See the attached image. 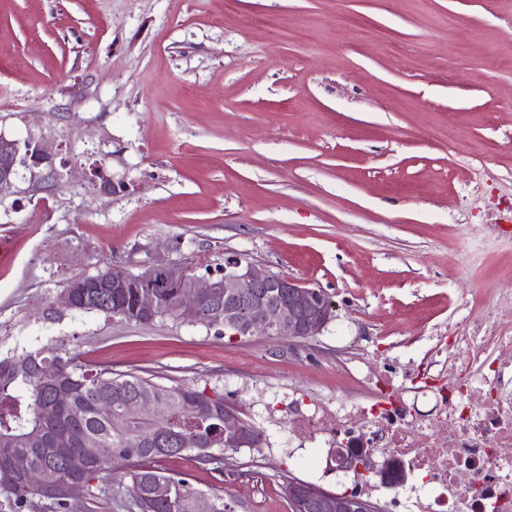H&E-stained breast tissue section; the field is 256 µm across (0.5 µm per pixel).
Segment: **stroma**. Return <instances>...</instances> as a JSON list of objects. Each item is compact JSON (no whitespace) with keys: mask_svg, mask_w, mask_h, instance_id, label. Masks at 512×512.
<instances>
[{"mask_svg":"<svg viewBox=\"0 0 512 512\" xmlns=\"http://www.w3.org/2000/svg\"><path fill=\"white\" fill-rule=\"evenodd\" d=\"M31 133L72 181L0 206V354L62 340L223 395L262 446L160 467L234 512L336 489L324 455L285 457L289 395L365 397L360 365L421 359L480 312L512 327V0H0V134ZM228 253L324 289L332 320L289 342L47 311L77 273Z\"/></svg>","mask_w":512,"mask_h":512,"instance_id":"1","label":"stroma"}]
</instances>
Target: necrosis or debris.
Masks as SVG:
<instances>
[{"mask_svg":"<svg viewBox=\"0 0 512 512\" xmlns=\"http://www.w3.org/2000/svg\"><path fill=\"white\" fill-rule=\"evenodd\" d=\"M372 402L288 403L289 434L329 450L396 458L414 478L392 487L340 472L337 488L383 501L384 512H512V330L483 315L402 370L366 371Z\"/></svg>","mask_w":512,"mask_h":512,"instance_id":"1","label":"necrosis or debris"}]
</instances>
